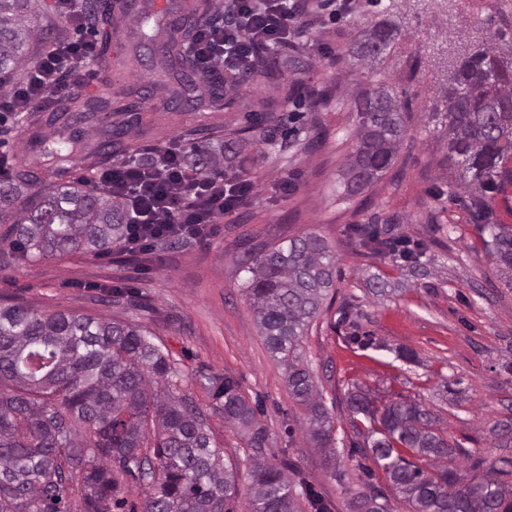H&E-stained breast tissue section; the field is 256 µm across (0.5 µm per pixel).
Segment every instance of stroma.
<instances>
[{
	"mask_svg": "<svg viewBox=\"0 0 512 512\" xmlns=\"http://www.w3.org/2000/svg\"><path fill=\"white\" fill-rule=\"evenodd\" d=\"M334 0H314L315 21L300 38L308 67L284 70L283 82H304L332 95L318 114L325 142L307 146L305 103H286L282 115L299 113L295 136L283 154L260 144L224 168H245L258 183L256 195L236 213L219 219L205 239L158 247L151 255L113 250L102 257L60 255L0 269V299H15L41 312H74L105 320L135 322L170 355L182 374L181 395L203 411L213 442L225 464L246 469L253 454L235 427L224 420L221 402L208 377H234L251 403L259 405L268 438L266 453L290 472L312 482L331 512H352L351 501L363 488L356 462L362 438L346 410L353 386L382 400L402 393L438 412L448 439L490 460L512 458V447H495L491 427L512 419V288L494 273L468 210L449 201L461 168L448 155V131L430 120L443 108L442 52L465 49L480 32H500L498 46L512 48V0H443L442 9L424 0H394L396 21L408 37L383 62L362 66L344 50L353 36L372 25L379 7L359 0L355 15L334 20ZM141 45L139 29L125 20L112 40L110 78L117 93L161 104L176 80L154 83L150 67L130 70L119 59ZM421 57L417 77L407 61ZM408 89L411 118L397 161L362 193L348 194L345 166L355 150L357 118L351 89L373 80ZM195 112L170 117L143 113L132 129L135 147L184 145V131L199 121ZM297 184L290 194L281 179ZM377 227L383 237L422 242L429 273L411 276L402 261L363 246L356 226ZM312 232L336 252L338 279L321 315L301 344L333 421L336 457L311 445L303 429V409L288 396L282 366L260 334L246 293V270L255 256L291 237ZM122 288L136 305L107 303L111 289ZM371 337V346L356 337ZM418 360L398 358V348Z\"/></svg>",
	"mask_w": 512,
	"mask_h": 512,
	"instance_id": "stroma-1",
	"label": "stroma"
}]
</instances>
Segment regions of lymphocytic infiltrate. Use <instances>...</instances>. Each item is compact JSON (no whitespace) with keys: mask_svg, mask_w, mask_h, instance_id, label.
Returning <instances> with one entry per match:
<instances>
[{"mask_svg":"<svg viewBox=\"0 0 512 512\" xmlns=\"http://www.w3.org/2000/svg\"><path fill=\"white\" fill-rule=\"evenodd\" d=\"M303 18L301 0H231L224 37L204 29L191 47L197 76L209 78L218 66L253 63L247 42L238 38L241 25H248L255 40L278 49L301 37ZM94 56V46L86 39L51 48L32 67L25 84L0 95V112H18L62 93L63 70L70 62L88 63ZM178 156L174 148L164 165L155 169H142L132 159L99 174V183L111 187L130 209L133 222L125 241L127 252L152 250L172 239L206 237L217 218L235 213L255 192L254 182L244 177H191Z\"/></svg>","mask_w":512,"mask_h":512,"instance_id":"1","label":"lymphocytic infiltrate"}]
</instances>
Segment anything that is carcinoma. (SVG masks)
Listing matches in <instances>:
<instances>
[{
  "mask_svg": "<svg viewBox=\"0 0 512 512\" xmlns=\"http://www.w3.org/2000/svg\"><path fill=\"white\" fill-rule=\"evenodd\" d=\"M80 28L99 43L97 62L109 69L112 36L123 17L112 12V0H83ZM135 22L145 43H160L153 62L163 80L180 74L178 96L200 112L237 109L242 87L280 85L283 53L262 43L252 45L262 58L257 67L216 71L208 98L198 93L199 78L183 45L202 29L224 23V2L204 0L171 31L145 11ZM58 23L47 16L41 0H0V87L21 79L32 59L53 45ZM400 25L381 20L357 33L346 53L362 62L376 61L398 48ZM448 83L441 88L445 112L432 113L448 127V149L465 165L460 189L468 195L473 223L488 233L484 249L494 257L496 272L512 280V225L490 223L487 194L512 183V54L498 51L495 36L448 61ZM112 105V131L93 142L72 135L43 144L33 126L69 130L89 117L93 104ZM282 100L252 101L256 122L230 130L224 143L203 142L204 128L187 131L185 163L193 176L224 169V156L251 141L270 142L289 136L276 116ZM353 105L358 147L346 163V187L362 191L391 169L407 134L410 99L384 81L363 87ZM133 106L100 86L96 102L73 94L56 111L41 117L18 113L15 133L29 136L46 162L60 170L100 155L121 157L132 150L129 140ZM15 220L0 235V262L7 258H45L61 254L105 256L123 242L130 227L124 201L79 178L49 184L26 159L14 175L0 180V214ZM363 245L377 252L401 251L409 272L425 271L426 246L409 248L400 238L380 239L361 228ZM8 248H3V245ZM246 292L252 300L266 346L283 367L288 394L308 416V435L320 447L332 441L329 413L313 374L300 351L303 337L321 312L336 282V253L315 234L288 240L255 258L248 268ZM179 374L168 354L136 323L105 321L79 313H39L19 304H0V512H63L70 482L78 481L82 512H112L120 494L117 474L144 482L142 512H224L226 501L239 495L240 471L224 465L211 441L200 409L176 389ZM224 398V420L245 431L257 455L247 473V512H302L306 499L314 512H329L313 485L302 476L288 478L286 468L262 455L267 443L257 409L238 382L224 376L217 387ZM352 423H369L359 454L384 471L392 489L411 512H512V460L490 465L480 481L461 473L457 456L471 451L451 444L436 429L439 414L422 403L402 398L376 405L362 389L348 393ZM418 457V461L411 457ZM357 512H388L385 494L369 482L353 501Z\"/></svg>",
  "mask_w": 512,
  "mask_h": 512,
  "instance_id": "1",
  "label": "carcinoma"
}]
</instances>
